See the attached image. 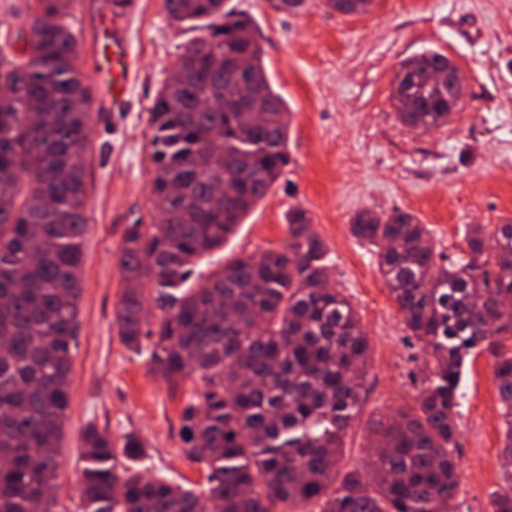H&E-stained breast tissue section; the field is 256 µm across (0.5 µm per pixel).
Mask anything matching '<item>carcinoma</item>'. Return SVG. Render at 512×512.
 Wrapping results in <instances>:
<instances>
[{
    "label": "carcinoma",
    "instance_id": "obj_1",
    "mask_svg": "<svg viewBox=\"0 0 512 512\" xmlns=\"http://www.w3.org/2000/svg\"><path fill=\"white\" fill-rule=\"evenodd\" d=\"M168 19L206 35L183 46L150 117L152 202L162 221L130 224L118 257L127 282L114 313L132 351L148 340L152 370L201 383L183 409V452L207 470L196 492L118 470L110 434H83V512H462L460 375L492 359L512 456V222L471 224L465 259L435 252L410 213H357L352 234L376 249L408 338L430 358L413 404L376 424L362 471L339 474L344 438L363 403L370 343L330 280L307 211L288 210L280 250L237 258L198 288L194 262L224 245L289 163L288 106L271 84L252 18L224 0H164ZM64 0H35L22 57L0 52V512H53L46 498L71 400V360L83 291L91 88ZM246 58L264 115L241 122L237 61ZM414 108L398 120L428 132L448 123L455 64L425 51L405 60ZM227 181L235 195L217 200ZM154 297L161 315L149 320ZM123 455L145 453L122 437ZM491 512H512V478Z\"/></svg>",
    "mask_w": 512,
    "mask_h": 512
}]
</instances>
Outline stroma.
<instances>
[{"instance_id": "35a3bbf8", "label": "stroma", "mask_w": 512, "mask_h": 512, "mask_svg": "<svg viewBox=\"0 0 512 512\" xmlns=\"http://www.w3.org/2000/svg\"><path fill=\"white\" fill-rule=\"evenodd\" d=\"M34 0H0V48H20ZM250 15L274 88L290 110L291 162L224 247L198 263L191 288L213 270L288 240L289 208L308 212L332 263L333 280L357 311L370 342L360 416L345 438L342 471L363 469L375 420L412 404L427 372L419 345L378 269L371 246L350 232L362 210L400 209L429 225L437 252L466 256L464 227L512 220V0H374L342 15L323 0L277 13L267 0H226ZM66 23L87 73L111 59L112 32L136 59L130 106L92 115L86 153L88 226L83 293L71 366V402L55 480L56 512H80L77 482L88 427L113 442L133 432L145 445L144 472L202 489L206 470L186 459L180 414L200 384L173 387L146 354L129 350L113 324L124 284L118 255L128 225L154 223L150 194V112L181 47L202 32L170 24L163 0H72ZM432 49L465 75V106L447 125L421 133L391 106L401 61ZM460 392V497L466 512H488L512 474L501 455L504 417L492 362H467Z\"/></svg>"}]
</instances>
